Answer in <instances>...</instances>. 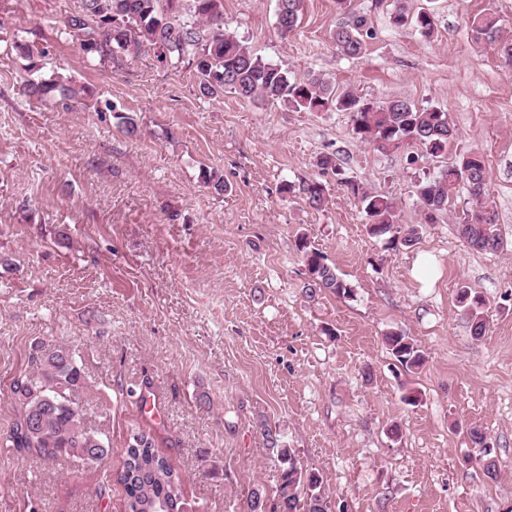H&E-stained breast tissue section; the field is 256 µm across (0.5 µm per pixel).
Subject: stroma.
I'll list each match as a JSON object with an SVG mask.
<instances>
[{"mask_svg": "<svg viewBox=\"0 0 512 512\" xmlns=\"http://www.w3.org/2000/svg\"><path fill=\"white\" fill-rule=\"evenodd\" d=\"M401 4L433 8L434 38L391 26ZM83 5L0 0V512H124L123 451L148 425L188 512H248L255 491L274 501L269 431L319 475L330 512H512V72L468 28L491 9L512 38V0H353L347 12L305 0L285 37L277 0H224L226 28L295 79L448 112L459 147L486 161L506 241L494 253L458 235L466 193L424 220L417 186L454 152L438 162L417 147L376 150L343 112L208 98L193 70L150 55L87 62L64 30ZM351 11L374 34L359 58L332 39ZM17 41L44 49L38 72ZM58 76L84 89L68 107L25 94L26 80ZM324 154L394 198L415 244L370 236L361 206L317 167ZM312 179L328 189L325 210L280 191ZM301 236L352 297L306 295ZM464 285L491 304L478 339L457 303ZM390 331L420 345L419 369L397 364ZM60 344L84 375L73 400L111 448L94 466L6 445L13 382L38 378V347ZM408 391L416 404L402 402ZM474 429L496 449L495 477L470 459Z\"/></svg>", "mask_w": 512, "mask_h": 512, "instance_id": "stroma-1", "label": "stroma"}]
</instances>
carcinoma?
Returning a JSON list of instances; mask_svg holds the SVG:
<instances>
[{
	"label": "carcinoma",
	"mask_w": 512,
	"mask_h": 512,
	"mask_svg": "<svg viewBox=\"0 0 512 512\" xmlns=\"http://www.w3.org/2000/svg\"><path fill=\"white\" fill-rule=\"evenodd\" d=\"M285 9L276 24L281 34L292 31L301 20L305 0H283ZM393 25H414L424 36L435 31L433 10L420 9L411 14L403 5L391 14ZM68 34L79 41L88 62H102L117 54L141 56L153 54L157 62L180 70L195 71L201 95L215 97L228 89L243 100L282 101L304 112H344L349 115L354 138L379 150L417 145L426 154L442 156L454 139L456 129L448 113L438 108H423L407 98L376 101L353 92L344 93L328 80L311 75L306 80L291 79L282 65L255 54L224 28V0H84L83 12L68 17ZM472 41L488 45L512 66V39L503 37L499 14L487 10L470 20ZM371 31L367 20L352 15L336 26L333 39L342 54L354 58L367 49ZM28 92L46 97L57 91L65 101L77 95L76 89L43 80L27 83ZM318 166L337 176L347 195L361 204L368 217L367 230L383 237L393 249L408 247L417 240V230L398 224L394 200L371 193L344 176L331 155H323ZM466 190L469 210L463 212L458 233L469 248L477 252H498L505 241L488 198V170L483 156L462 150L438 175L421 182L417 197L427 223L448 210L452 196ZM283 191L300 194L306 204L321 210L328 203L327 188L319 180L298 186L284 185ZM297 247L303 254L308 274L305 292L313 297L324 290L350 298L353 289L325 261L321 252L303 238ZM458 302L470 323L471 333L484 335L489 310L481 293L466 286L460 288ZM385 343L395 360L405 369L420 367L424 353L411 337L391 331ZM40 377L17 382L11 398L17 407L18 422L10 436L15 448L47 456L76 458L86 464H99L110 454L108 443L97 432L85 427L80 410L68 394L83 384V373L70 346L48 347L40 352ZM269 449L276 453L280 476L276 489L279 512H325V497L320 478L297 463L290 448L278 444L271 431L264 430ZM475 444V461L484 463L487 474L496 472L494 446L477 430L470 431ZM125 491V512H149L153 503L171 500V508L184 504L181 478L167 457L156 448L153 434L144 429L131 431L123 452L118 475Z\"/></svg>",
	"instance_id": "carcinoma-1"
}]
</instances>
